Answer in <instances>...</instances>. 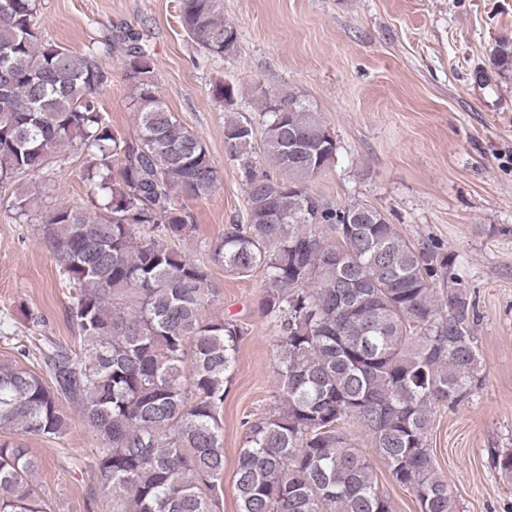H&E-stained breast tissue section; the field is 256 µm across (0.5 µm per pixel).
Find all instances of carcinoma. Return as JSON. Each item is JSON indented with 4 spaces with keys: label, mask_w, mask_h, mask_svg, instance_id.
Returning <instances> with one entry per match:
<instances>
[{
    "label": "carcinoma",
    "mask_w": 512,
    "mask_h": 512,
    "mask_svg": "<svg viewBox=\"0 0 512 512\" xmlns=\"http://www.w3.org/2000/svg\"><path fill=\"white\" fill-rule=\"evenodd\" d=\"M179 20L210 56L238 48L224 0H180ZM492 64L512 70V38L496 41ZM122 67L135 138L98 107L108 80L98 50L46 39L37 0H0V186H14L13 210L29 216L35 199L21 181L69 149L83 155L98 196L92 212L65 204L42 220L75 293L80 353L51 341L37 347L44 377L0 359V430L14 435L0 440V512H48L33 480L41 461L24 439L64 438L65 401L98 442L90 468L112 512H219V413L240 330L204 316L216 292L210 262L238 276L262 270L259 310L277 328L279 400L243 422L238 512H394L350 426L420 512H457L429 443L437 409L460 404L482 381L477 304L454 273L455 254L412 244L369 203L334 206L314 192L337 141L302 95L259 84L261 151L278 174L253 157V119L227 120L246 223L204 245L207 260L186 256L171 246L195 231L182 201L208 196L220 170L162 100L139 37L127 36ZM292 138L303 146L297 154ZM324 224L336 233L330 243ZM490 466L511 478L512 448L492 451Z\"/></svg>",
    "instance_id": "1"
}]
</instances>
